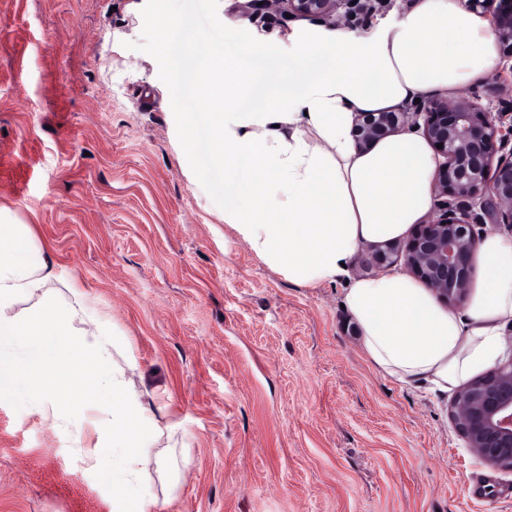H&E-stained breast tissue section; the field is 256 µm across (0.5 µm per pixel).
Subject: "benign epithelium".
Returning <instances> with one entry per match:
<instances>
[{
	"label": "benign epithelium",
	"mask_w": 512,
	"mask_h": 512,
	"mask_svg": "<svg viewBox=\"0 0 512 512\" xmlns=\"http://www.w3.org/2000/svg\"><path fill=\"white\" fill-rule=\"evenodd\" d=\"M474 9L495 3L493 26L501 47L512 57V0H469ZM346 0H245L247 17L274 9L332 25ZM424 133L444 158L434 176L440 214L414 225L395 247L377 252L373 261L389 266L401 252L409 272L443 301H463L469 292L473 259L480 244L471 221L473 204L496 224H512V156L496 157L512 138V123L485 109L476 96L430 99L420 107ZM416 113L360 112L353 128L356 145L365 149L408 126ZM450 417L467 447L483 463L512 470V359L499 363L462 387Z\"/></svg>",
	"instance_id": "7a95c632"
}]
</instances>
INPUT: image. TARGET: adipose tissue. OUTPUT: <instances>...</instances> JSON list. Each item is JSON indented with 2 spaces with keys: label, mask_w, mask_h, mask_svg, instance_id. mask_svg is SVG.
Listing matches in <instances>:
<instances>
[{
  "label": "adipose tissue",
  "mask_w": 512,
  "mask_h": 512,
  "mask_svg": "<svg viewBox=\"0 0 512 512\" xmlns=\"http://www.w3.org/2000/svg\"><path fill=\"white\" fill-rule=\"evenodd\" d=\"M194 112L175 113L185 153L224 176V222L288 282L344 283L342 302L370 362L436 394L495 364L512 322V236L486 233L465 312L419 280L350 276L365 244L402 238L433 209L439 160L408 129L367 150L356 113L462 90L501 63L495 31L468 0H411L361 34L323 26L287 61L267 46L189 48ZM120 331L64 276L16 212L0 207V399L31 407L107 472L113 512H153L149 473L165 477L167 443L184 422L135 383Z\"/></svg>",
  "instance_id": "1"
}]
</instances>
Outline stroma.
Listing matches in <instances>:
<instances>
[{
  "mask_svg": "<svg viewBox=\"0 0 512 512\" xmlns=\"http://www.w3.org/2000/svg\"><path fill=\"white\" fill-rule=\"evenodd\" d=\"M243 0H0V206L124 333L145 389L184 419L158 512H512V471L482 464L450 396L366 357L341 285L302 288L224 223L198 180L150 13L184 37L293 51V19ZM512 107V70L470 87ZM0 512H113L112 485L25 399L0 402Z\"/></svg>",
  "mask_w": 512,
  "mask_h": 512,
  "instance_id": "stroma-1",
  "label": "stroma"
}]
</instances>
